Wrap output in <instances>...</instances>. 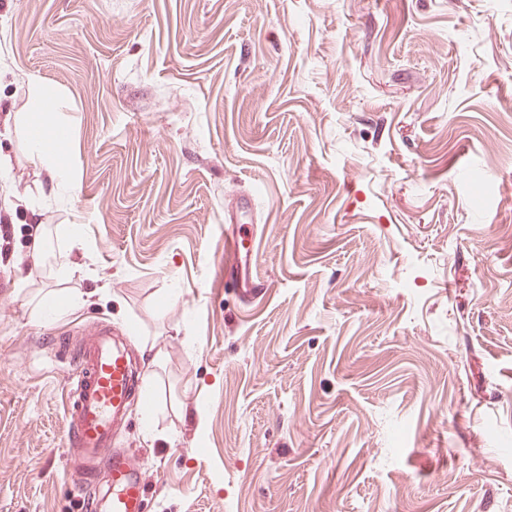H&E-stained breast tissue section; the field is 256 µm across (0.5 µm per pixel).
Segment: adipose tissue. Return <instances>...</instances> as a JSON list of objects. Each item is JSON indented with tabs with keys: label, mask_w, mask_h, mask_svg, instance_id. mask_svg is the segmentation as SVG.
I'll use <instances>...</instances> for the list:
<instances>
[{
	"label": "adipose tissue",
	"mask_w": 512,
	"mask_h": 512,
	"mask_svg": "<svg viewBox=\"0 0 512 512\" xmlns=\"http://www.w3.org/2000/svg\"><path fill=\"white\" fill-rule=\"evenodd\" d=\"M27 95L32 109L21 117L18 128L25 152L33 163L55 170L58 183H68L70 177L60 153L73 132L55 120L53 101L43 93L40 83L28 82Z\"/></svg>",
	"instance_id": "adipose-tissue-1"
}]
</instances>
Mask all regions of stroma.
Wrapping results in <instances>:
<instances>
[{"instance_id":"35a3bbf8","label":"stroma","mask_w":512,"mask_h":512,"mask_svg":"<svg viewBox=\"0 0 512 512\" xmlns=\"http://www.w3.org/2000/svg\"><path fill=\"white\" fill-rule=\"evenodd\" d=\"M506 99L512 0H0V512H83L54 337L97 320L154 380L147 512H512ZM27 87L32 111L24 113L18 128L25 152L33 163L55 170V188L65 183L73 187L68 171L60 159V153L70 143L73 132L54 119V103L43 93L40 83L28 81ZM52 139L56 140L54 146L49 145Z\"/></svg>"}]
</instances>
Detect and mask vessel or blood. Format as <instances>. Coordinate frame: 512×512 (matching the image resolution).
<instances>
[{
  "instance_id": "obj_1",
  "label": "vessel or blood",
  "mask_w": 512,
  "mask_h": 512,
  "mask_svg": "<svg viewBox=\"0 0 512 512\" xmlns=\"http://www.w3.org/2000/svg\"><path fill=\"white\" fill-rule=\"evenodd\" d=\"M68 355L73 363L67 378L68 445L82 467L80 482L88 484L100 466L109 470L110 492L94 493L87 508L89 512H144V467L130 452L114 445V434L139 388L127 346L111 324L98 321Z\"/></svg>"
}]
</instances>
